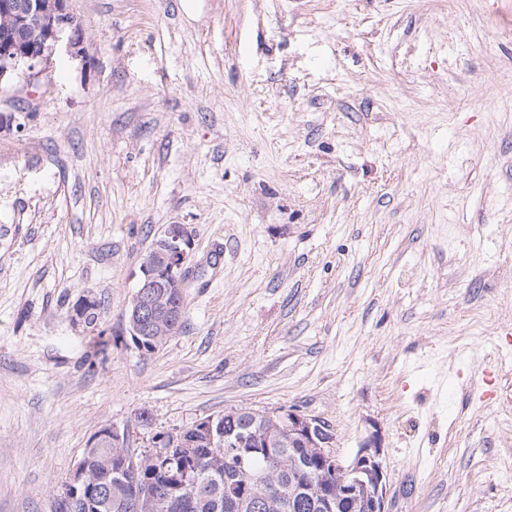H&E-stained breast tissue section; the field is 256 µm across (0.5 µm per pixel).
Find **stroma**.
I'll list each match as a JSON object with an SVG mask.
<instances>
[{
	"label": "stroma",
	"instance_id": "stroma-1",
	"mask_svg": "<svg viewBox=\"0 0 512 512\" xmlns=\"http://www.w3.org/2000/svg\"><path fill=\"white\" fill-rule=\"evenodd\" d=\"M70 8L85 58L0 91V512H54L102 427L277 406L378 436L389 512H512V0ZM169 224L186 315L146 355ZM161 234L162 237L159 239ZM156 240L151 248L153 254L145 261L149 258V251L141 266L132 305L125 311L132 343L133 337L136 343L142 346V339L152 338L145 336L147 333L160 336L156 341H151L153 351H145L144 354L154 353L163 347L168 339L180 330L184 322V295L181 300L182 313L179 303L174 300L181 296L185 288L183 275L192 255L194 238L187 225L169 224ZM159 288H162L161 292ZM176 327L177 329L171 332ZM96 302H97L98 310L93 311L95 309ZM100 307H101V303L96 301L93 297H91V296L82 297L78 301L75 311H74V322L77 325L82 326L83 328L90 329L91 331H94L98 325L97 323L99 321ZM90 311H93V312H91L89 315L88 328H87L86 316Z\"/></svg>",
	"mask_w": 512,
	"mask_h": 512
}]
</instances>
